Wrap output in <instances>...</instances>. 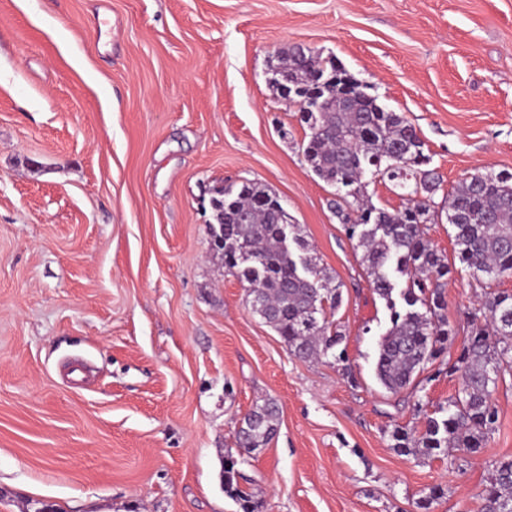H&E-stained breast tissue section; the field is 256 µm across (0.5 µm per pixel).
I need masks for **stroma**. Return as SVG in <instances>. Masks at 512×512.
<instances>
[{
    "label": "stroma",
    "instance_id": "stroma-1",
    "mask_svg": "<svg viewBox=\"0 0 512 512\" xmlns=\"http://www.w3.org/2000/svg\"><path fill=\"white\" fill-rule=\"evenodd\" d=\"M337 58L403 113L450 192L512 172V0H0V512H239L220 481L235 422L276 436L238 470L260 512H480L512 457V374L475 454L390 446L458 388L456 336L415 394L375 380L389 324L305 163L272 55ZM258 181L341 282L358 379L293 357L210 249L214 188ZM485 287L446 288L464 327ZM246 415L248 423L244 430L238 431L243 426ZM246 415H242L237 420L236 442L238 448H252L256 451L267 445L276 435L280 420V410L274 399H267L263 404H255Z\"/></svg>",
    "mask_w": 512,
    "mask_h": 512
}]
</instances>
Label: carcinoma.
<instances>
[{
	"mask_svg": "<svg viewBox=\"0 0 512 512\" xmlns=\"http://www.w3.org/2000/svg\"><path fill=\"white\" fill-rule=\"evenodd\" d=\"M275 69L272 85L283 97L295 89L323 101V111L300 113L301 150L310 170L336 190L330 207L348 238L357 240L372 291L390 311V327L376 343L375 376L382 387L397 395L416 386L419 374L453 341L444 288L457 267L490 288L470 313L469 338L448 366V376L459 379L456 394L426 416L424 430L396 426L389 434L398 455L417 460L479 452L498 419L492 392L500 376L512 372V292L491 289L512 276V173L467 177L438 204L441 179L426 169L430 158L415 128L402 113L379 105L341 62L297 46L278 53ZM370 169L404 191L402 209L372 204L363 181ZM209 205L211 248L247 285L251 311L291 355L304 361L331 357L356 384L346 349H338L345 339L334 320L341 284L318 268L280 197L245 181L217 190ZM443 215L454 230L456 264L427 238V225ZM395 274L408 276L406 287L396 288ZM247 416L244 430L235 431L237 447L256 451L276 435L279 406L267 399ZM237 465L233 456L224 457V492L240 512H259L254 492L239 483ZM482 499V512H512V457L492 465Z\"/></svg>",
	"mask_w": 512,
	"mask_h": 512,
	"instance_id": "obj_1",
	"label": "carcinoma"
}]
</instances>
